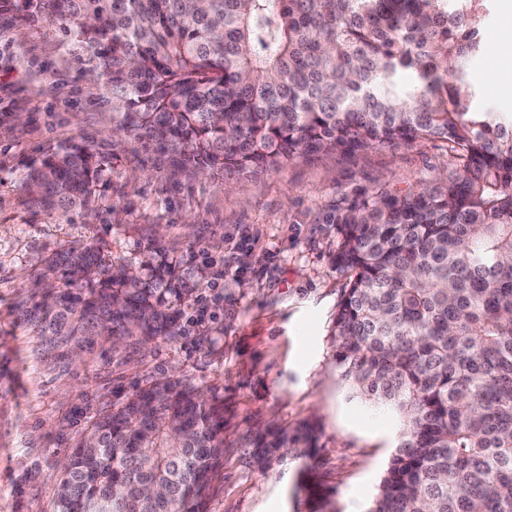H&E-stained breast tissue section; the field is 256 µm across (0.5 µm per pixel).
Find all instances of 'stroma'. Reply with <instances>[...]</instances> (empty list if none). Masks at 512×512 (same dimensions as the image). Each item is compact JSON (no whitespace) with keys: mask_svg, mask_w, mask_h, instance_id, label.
I'll return each instance as SVG.
<instances>
[{"mask_svg":"<svg viewBox=\"0 0 512 512\" xmlns=\"http://www.w3.org/2000/svg\"><path fill=\"white\" fill-rule=\"evenodd\" d=\"M0 0V512H54V490L76 438L103 405L175 377L224 405V433L239 440L274 423L317 425L318 448L268 472L246 449L224 456L205 512H312L299 486L310 468L333 512H367L398 441L391 407L351 397L330 328L345 276L333 262L336 200L353 189L406 188L449 173L445 145L322 155L257 174L174 169L155 148L112 132V101L83 55L60 49L55 25ZM512 40V14L494 7L470 83L485 106L512 112V72L495 59ZM99 153L105 174L93 214L50 210L24 185L33 163L72 139ZM169 247L199 292L220 281L203 321L181 318L177 342L117 360L111 344L48 348L20 324L45 261L73 242H98L131 271L151 240Z\"/></svg>","mask_w":512,"mask_h":512,"instance_id":"1","label":"stroma"}]
</instances>
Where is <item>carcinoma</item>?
I'll return each instance as SVG.
<instances>
[{
    "label": "carcinoma",
    "mask_w": 512,
    "mask_h": 512,
    "mask_svg": "<svg viewBox=\"0 0 512 512\" xmlns=\"http://www.w3.org/2000/svg\"><path fill=\"white\" fill-rule=\"evenodd\" d=\"M493 0H25L86 50L116 128L179 169L248 174L320 154L441 141L456 170L336 201L347 275L331 328L352 395L403 419L368 512H512V113L467 72ZM98 155L79 140L29 174L41 206L94 211ZM154 256L133 273L78 242L18 306L51 348L180 336L195 289ZM230 448L263 472L308 459L316 427L231 443L224 405L179 378L102 409L63 467L55 512H203Z\"/></svg>",
    "instance_id": "obj_1"
}]
</instances>
